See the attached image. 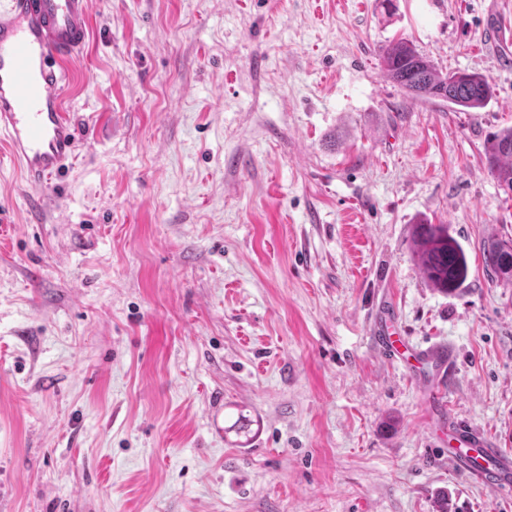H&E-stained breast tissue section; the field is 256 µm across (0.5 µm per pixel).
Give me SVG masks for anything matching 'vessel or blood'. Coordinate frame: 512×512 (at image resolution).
<instances>
[{
    "label": "vessel or blood",
    "instance_id": "obj_1",
    "mask_svg": "<svg viewBox=\"0 0 512 512\" xmlns=\"http://www.w3.org/2000/svg\"><path fill=\"white\" fill-rule=\"evenodd\" d=\"M91 0H0V135L31 184L59 174L76 148V129L64 110L66 62L89 38ZM375 339L390 359L446 366V352L425 348L385 325ZM448 460L496 492L512 489V457L459 421L448 423Z\"/></svg>",
    "mask_w": 512,
    "mask_h": 512
}]
</instances>
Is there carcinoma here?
Segmentation results:
<instances>
[{
  "instance_id": "obj_1",
  "label": "carcinoma",
  "mask_w": 512,
  "mask_h": 512,
  "mask_svg": "<svg viewBox=\"0 0 512 512\" xmlns=\"http://www.w3.org/2000/svg\"><path fill=\"white\" fill-rule=\"evenodd\" d=\"M379 64L383 74L414 99L441 100L463 112L483 109L493 97V86L482 74L443 72L421 54L412 41L398 38L382 48ZM484 158L490 173L507 194H512V127L496 132L488 141ZM413 250L427 280L440 292L455 291L467 278L468 262L446 224H417ZM484 262L495 277L512 283V247L494 240L484 247Z\"/></svg>"
}]
</instances>
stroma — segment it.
<instances>
[{
    "label": "stroma",
    "mask_w": 512,
    "mask_h": 512,
    "mask_svg": "<svg viewBox=\"0 0 512 512\" xmlns=\"http://www.w3.org/2000/svg\"><path fill=\"white\" fill-rule=\"evenodd\" d=\"M490 19L512 0H92L65 173L29 185L0 143V512H512L445 452L453 418L512 456ZM401 36L490 103L412 99L378 62ZM421 223L466 253L454 293ZM385 320L449 352L444 407ZM412 242L419 267L440 292H453L465 281L467 257L459 243L448 234L447 225H415ZM507 243L511 242H488L484 247V262L498 280L512 283V247H506Z\"/></svg>",
    "instance_id": "1"
}]
</instances>
